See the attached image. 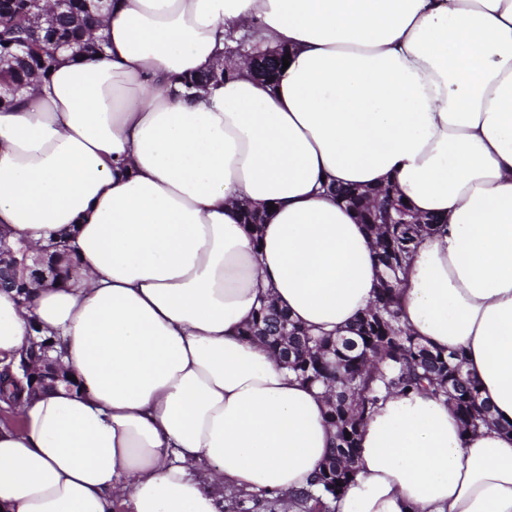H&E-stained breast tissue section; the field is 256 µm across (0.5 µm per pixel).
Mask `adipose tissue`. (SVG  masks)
I'll list each match as a JSON object with an SVG mask.
<instances>
[{
	"label": "adipose tissue",
	"mask_w": 512,
	"mask_h": 512,
	"mask_svg": "<svg viewBox=\"0 0 512 512\" xmlns=\"http://www.w3.org/2000/svg\"><path fill=\"white\" fill-rule=\"evenodd\" d=\"M102 51L55 53L0 106V238L60 279L0 289V374L35 342L72 389L0 423V512H224L220 487L309 488L325 399L243 336L271 300L344 332L379 266L333 186L436 217L398 290L419 341L466 355L495 423L409 391L364 421L334 512H512V0H87ZM282 46L205 88L233 33ZM267 213L243 223L238 204Z\"/></svg>",
	"instance_id": "ef3b65f1"
}]
</instances>
